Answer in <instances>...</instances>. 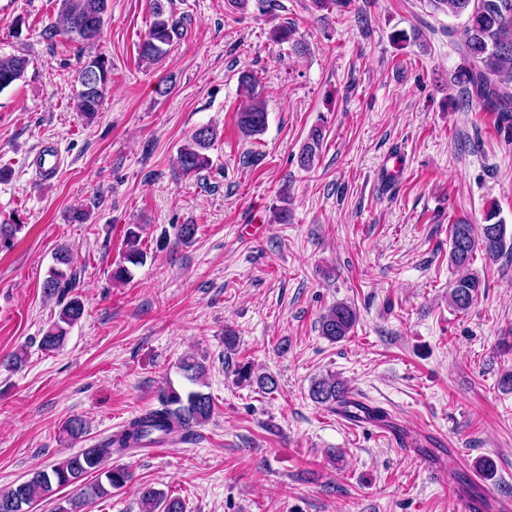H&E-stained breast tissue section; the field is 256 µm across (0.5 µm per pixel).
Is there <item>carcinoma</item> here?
<instances>
[{
	"mask_svg": "<svg viewBox=\"0 0 512 512\" xmlns=\"http://www.w3.org/2000/svg\"><path fill=\"white\" fill-rule=\"evenodd\" d=\"M56 21L44 29V36L53 40L65 36L80 45V50L92 48L100 35L87 31L86 13L96 6L101 15H106L109 0H59ZM169 0H150L153 21L144 38L138 44L139 61L155 64L161 61L175 42L187 31V20L168 10ZM430 5L451 16L466 17L461 34V53L466 65L461 69L459 82L464 84L466 98H476L488 112L494 114L497 130L512 136V0H429ZM278 43H288L291 50L299 54L305 45L294 38V30L286 26L273 32ZM30 65L25 55L0 56V92L21 79ZM96 70L97 78L90 81L89 88L76 89L73 103L76 111L92 118L100 110L101 100L107 86L112 82V63L101 54L86 56L79 62L77 77H82L88 68ZM238 82L245 94V103L236 111V124L246 137L262 134L268 124V112L263 100L260 84L250 71L240 73ZM324 136L322 128L311 129L307 142L299 156L298 165L310 170L315 165ZM217 140L216 130L203 125L194 130L189 141L180 146L176 154V166L182 175L198 174L212 166L207 155ZM497 211L490 209L486 223L479 227L472 224H454L451 228L449 261L460 275L452 285L450 299L458 310L468 309L477 297L480 281L469 272L476 251H481L497 261L512 244L506 241V225L495 220ZM24 228L22 224H0V251L14 246L16 234ZM195 224L175 225L173 244H187L197 233ZM141 231L137 224L126 230L124 262L112 270V280L123 282L130 278L128 265H139L146 259L140 247ZM55 266L50 268L43 283V294L47 299H57L62 304L58 320L44 333L40 343L45 351L60 349L67 337L68 329L81 320L85 306L81 299L64 300L70 288L67 271L71 270L73 256L69 248L61 246L54 253ZM357 322V312L352 306L339 302L323 313L318 321L320 335L338 342L347 338ZM184 378L194 388L176 389L169 384L160 390L158 406L133 418L105 443L97 448H87L55 464L51 471H38L27 481L11 489L13 501L29 507L38 501H49L61 489L80 485L79 493L73 497H60L53 512H84L96 499L109 494L111 489H120L131 481V473L122 466H110L112 455H121L132 448H148L174 434L188 435L193 428L206 423L213 413V399L200 390L204 385L207 366L195 357H186L180 362ZM310 398L321 405L344 409L349 418L364 413L374 421H383L387 413L379 407H371L351 398L347 384L334 374L315 380L310 388ZM102 472L106 482L80 484L89 472ZM140 512H186L184 502L170 497L153 487L140 492Z\"/></svg>",
	"mask_w": 512,
	"mask_h": 512,
	"instance_id": "cac0c4a2",
	"label": "carcinoma"
}]
</instances>
